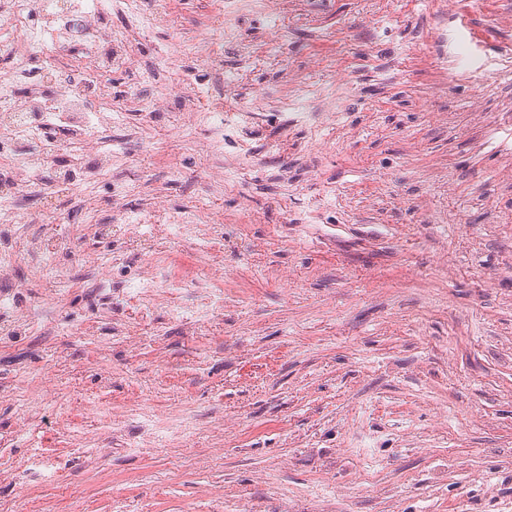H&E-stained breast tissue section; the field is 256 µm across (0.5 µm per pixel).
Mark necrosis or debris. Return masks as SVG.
I'll list each match as a JSON object with an SVG mask.
<instances>
[{
  "mask_svg": "<svg viewBox=\"0 0 512 512\" xmlns=\"http://www.w3.org/2000/svg\"><path fill=\"white\" fill-rule=\"evenodd\" d=\"M124 0H6L0 7V48L14 59L13 71L0 78V185L14 192L47 194L46 170L62 173L72 194L86 198L103 179H113V150L97 152L95 165L84 158L93 149V132L111 126L112 94L107 79L132 69L133 45L144 20H136L121 35L105 31L96 17L100 11L121 10ZM276 16L275 0H225L213 16L245 61H253L251 43L237 40L244 15ZM80 57H72V43ZM192 127L203 130L212 158L235 147L224 97L206 93L192 112ZM94 150V149H93ZM115 197H123L149 181L139 165L128 164L121 179H113ZM86 221L98 223L94 203L85 205Z\"/></svg>",
  "mask_w": 512,
  "mask_h": 512,
  "instance_id": "necrosis-or-debris-1",
  "label": "necrosis or debris"
}]
</instances>
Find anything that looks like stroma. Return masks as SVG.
<instances>
[{"label":"stroma","instance_id":"1","mask_svg":"<svg viewBox=\"0 0 512 512\" xmlns=\"http://www.w3.org/2000/svg\"><path fill=\"white\" fill-rule=\"evenodd\" d=\"M138 72L189 74L237 111L260 101L222 186L177 136L183 99L149 128L124 106L109 140L156 180L101 210L220 211L206 247L164 224H88L67 190L24 196L65 224L11 229L0 277V512H512V0H278L239 33L220 0H165ZM469 67L441 66L435 29ZM213 65L162 60L177 28ZM340 97L281 111L298 82ZM109 259L110 296L63 288ZM166 276L150 306L128 286ZM226 8L219 7L213 16V25L224 28V36L235 44L237 52L245 61L255 59V51L250 42L239 41L236 37L241 19L248 13H264L276 17L277 3L274 0H225Z\"/></svg>","mask_w":512,"mask_h":512}]
</instances>
